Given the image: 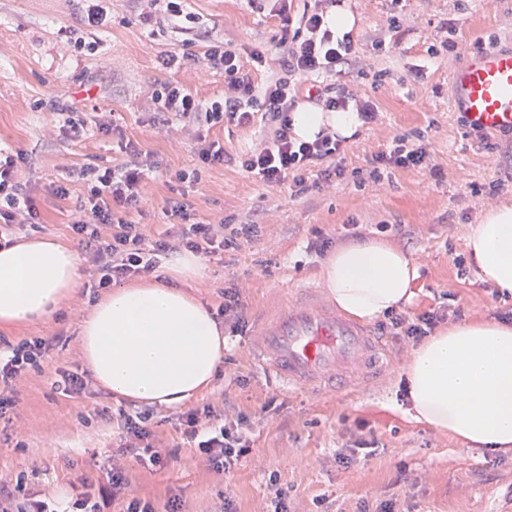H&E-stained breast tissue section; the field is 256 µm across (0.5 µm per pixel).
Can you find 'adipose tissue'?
<instances>
[{
    "mask_svg": "<svg viewBox=\"0 0 512 512\" xmlns=\"http://www.w3.org/2000/svg\"><path fill=\"white\" fill-rule=\"evenodd\" d=\"M303 140L322 129L352 135L351 111L293 113ZM483 279L512 294V208L487 211L467 239ZM418 269L400 248L366 241L337 249L322 278L345 312L373 319L410 301ZM78 280L77 257L62 241L0 247V323L55 314ZM83 357L103 387L135 401L177 406L208 387L224 355L211 312L167 284L113 289L82 327ZM419 419L495 450L512 444V325L464 324L418 348L405 371Z\"/></svg>",
    "mask_w": 512,
    "mask_h": 512,
    "instance_id": "obj_1",
    "label": "adipose tissue"
}]
</instances>
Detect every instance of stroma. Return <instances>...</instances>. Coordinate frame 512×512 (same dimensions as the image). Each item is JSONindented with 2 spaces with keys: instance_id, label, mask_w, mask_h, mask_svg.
Masks as SVG:
<instances>
[{
  "instance_id": "35a3bbf8",
  "label": "stroma",
  "mask_w": 512,
  "mask_h": 512,
  "mask_svg": "<svg viewBox=\"0 0 512 512\" xmlns=\"http://www.w3.org/2000/svg\"><path fill=\"white\" fill-rule=\"evenodd\" d=\"M355 18L352 34L362 49L364 69L387 70L380 86L358 79L360 94L374 99L379 114L344 145L345 177L335 185L292 193L289 184H267L236 163L264 137L262 124L217 125L208 139L223 144L230 162L200 167L195 143L154 124L145 91L172 79L201 100L224 94V75L184 68L159 70L168 52L202 55L204 45L174 28L164 10L141 21L139 0H104L106 27L83 23L85 0H0V148L26 152L20 177L40 204L41 235L72 240L67 202L50 190L62 168L121 160L111 136L97 131L94 117L111 120L140 149L163 166L149 182L143 212L148 238L167 228L164 200L178 182L177 171L198 170L186 185L195 221L205 224L257 223L259 236L240 240L234 252L203 257L199 276L173 281L171 260L156 274L160 282L200 301L210 311L224 302V289L239 288L247 325L226 338L225 358L211 386L176 407L157 406L154 440L173 456L162 470L127 462L135 492L164 512L170 497L186 512H208L230 498L235 512H265L270 472L287 487L294 512H356L360 499L394 502L395 512H512V446L488 450L419 421L400 390L413 350L397 338L382 339L390 360L361 388L348 393L291 394L279 390L257 363L254 349L259 321L287 307L302 288H318L324 257L311 247L318 234L333 248L382 238L410 255L418 269L413 296L405 308L414 314L452 301L462 322L496 320L512 309V297L493 298L477 267L466 262V241L484 213L512 204V152L490 153L471 138L452 110L451 76L468 53L495 46L512 49V0H344ZM198 26L210 40L237 53L260 46L277 57L281 17L253 10L247 0H190ZM399 16L401 31L389 28ZM451 39L456 52L429 54L430 46ZM381 40L382 51L372 44ZM85 124L71 139L67 119ZM424 134L435 170L395 169L369 180V159L387 151L399 136ZM499 183L489 194L491 183ZM102 291L87 276L58 313L19 328L0 327L10 342L29 337L51 340L40 370L20 386L14 407L0 416V472L25 473L31 494L64 501L73 486L97 487L106 478L120 438L112 418L137 410L136 402L101 386L65 395L56 382L64 370L83 372L80 327ZM230 399L237 409L260 419L250 436L251 453L229 473L208 469L179 426L180 416L205 404ZM365 424L379 442L366 460L341 464L335 450Z\"/></svg>"
}]
</instances>
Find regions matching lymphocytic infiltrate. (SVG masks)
<instances>
[{
    "mask_svg": "<svg viewBox=\"0 0 512 512\" xmlns=\"http://www.w3.org/2000/svg\"><path fill=\"white\" fill-rule=\"evenodd\" d=\"M333 2L316 0L314 8L303 12L293 30L285 33L277 68H267L263 49L249 50L252 67L267 69V76L260 83L255 82L252 68H245L238 53L220 42L206 44L204 58L208 65L224 73L223 98L206 103L181 84L168 81L152 85L148 108L153 122L169 126L178 120L196 125L192 138L197 144L198 159L201 164L213 166L223 163L224 147L218 141L207 140L199 132V125L227 122L247 127L254 119H262L270 134L260 147L241 156L239 164L244 171L267 184L292 182L301 194L335 184L345 174L337 161L344 140L326 129L313 141L296 139L291 114L297 109L299 96H307L323 112L355 109L366 123L376 120L378 107L343 82L359 58L360 48L351 33L339 35L328 27L326 7ZM309 77L313 78V85L301 88L300 79ZM120 149L124 154L120 163L65 168L52 188L53 196L60 200L69 199L70 183L79 182L85 188L70 211V228L85 271L97 287L108 288L118 281L148 276L163 260L185 252L208 256L237 249L239 239L259 233L256 224L192 222L189 203L171 197L165 202L164 214L182 221V228L153 240L146 238L132 215L139 211L146 181L159 170L160 163L133 142L121 144ZM26 161L24 152L0 149V246L14 245L19 232L37 229L41 222L36 199L18 178ZM431 162L427 144L402 136L395 139L389 151L372 157L369 176L378 182L387 169H427ZM311 169L316 172L312 181L306 178ZM460 316V308L448 304L416 316L393 309L378 328L382 334L416 345ZM50 349V341L41 337L8 342L0 348V415L14 406L16 385L40 369ZM214 415L209 405L184 413V433L196 442L205 463L215 471L228 472L250 453L248 435L255 419L243 413L228 414L219 428L204 429V420ZM153 416L150 409L120 412L117 426L124 438L121 451L136 461L162 469L172 453L152 443ZM118 501L124 504L123 512H156L151 501L132 493L127 470L117 461L112 462L106 482L96 491L77 494L63 507L27 493L25 475L0 473V512H110Z\"/></svg>",
    "mask_w": 512,
    "mask_h": 512,
    "instance_id": "obj_1",
    "label": "lymphocytic infiltrate"
}]
</instances>
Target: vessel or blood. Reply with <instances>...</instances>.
Instances as JSON below:
<instances>
[{"label": "vessel or blood", "mask_w": 512, "mask_h": 512, "mask_svg": "<svg viewBox=\"0 0 512 512\" xmlns=\"http://www.w3.org/2000/svg\"><path fill=\"white\" fill-rule=\"evenodd\" d=\"M452 101L465 125L512 133V49L469 55L451 79ZM261 368L288 390L334 384L358 388L383 363L367 325L310 292L260 332Z\"/></svg>", "instance_id": "1"}]
</instances>
